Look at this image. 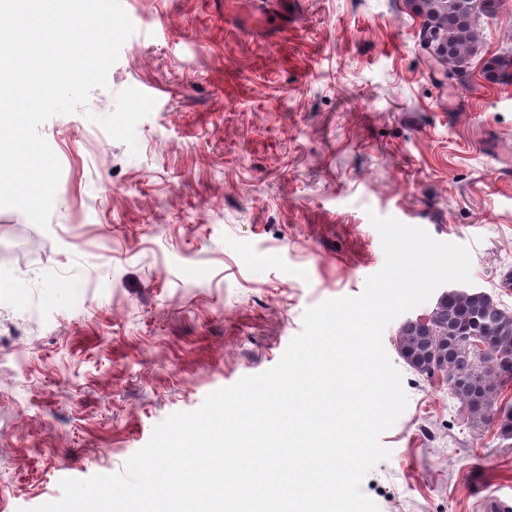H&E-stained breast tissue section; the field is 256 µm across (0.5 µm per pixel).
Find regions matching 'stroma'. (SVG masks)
I'll return each instance as SVG.
<instances>
[{
    "mask_svg": "<svg viewBox=\"0 0 512 512\" xmlns=\"http://www.w3.org/2000/svg\"><path fill=\"white\" fill-rule=\"evenodd\" d=\"M108 85L41 133L62 174L47 228L0 208V512L122 471L170 414L278 363L308 308L385 260L369 213L471 251L512 310V0L464 81L406 0H121ZM383 333L408 406L361 484L379 512H482L512 439L459 421ZM435 23L423 19L420 30V43L427 56L439 63L438 56L444 52L443 39ZM484 77L491 82L512 80V54H494L486 58L483 64Z\"/></svg>",
    "mask_w": 512,
    "mask_h": 512,
    "instance_id": "35a3bbf8",
    "label": "stroma"
}]
</instances>
